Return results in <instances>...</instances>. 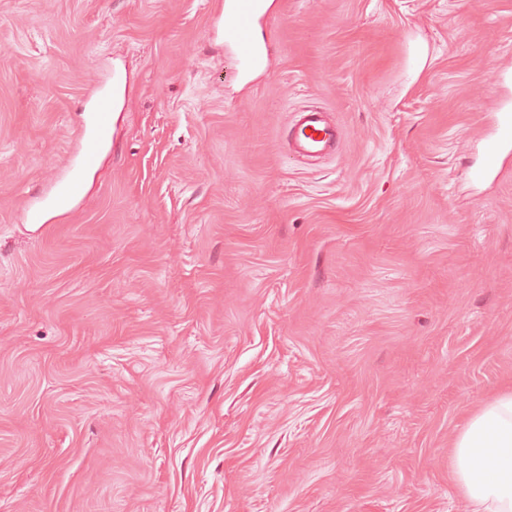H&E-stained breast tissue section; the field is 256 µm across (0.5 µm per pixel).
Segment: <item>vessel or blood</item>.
I'll list each match as a JSON object with an SVG mask.
<instances>
[{"label": "vessel or blood", "instance_id": "obj_1", "mask_svg": "<svg viewBox=\"0 0 512 512\" xmlns=\"http://www.w3.org/2000/svg\"><path fill=\"white\" fill-rule=\"evenodd\" d=\"M270 8L266 0H223L213 29L224 40V54L245 74L267 67L270 47L252 38L256 23L267 22ZM126 84L121 76H113L112 93L88 101L86 117L79 140L65 166L48 187L29 197L26 211L33 221L49 223L68 210L81 190L83 174L89 170L97 154L108 144L109 106H121ZM340 132L327 113L320 109L303 108L294 112L289 124V145L300 159L325 158L336 150ZM486 163L479 178L493 176L501 157L512 155V110L500 108L495 128L483 135Z\"/></svg>", "mask_w": 512, "mask_h": 512}]
</instances>
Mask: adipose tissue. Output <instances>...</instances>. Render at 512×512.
<instances>
[{"label": "adipose tissue", "mask_w": 512, "mask_h": 512, "mask_svg": "<svg viewBox=\"0 0 512 512\" xmlns=\"http://www.w3.org/2000/svg\"><path fill=\"white\" fill-rule=\"evenodd\" d=\"M460 495L472 512H512V389L482 405L452 446Z\"/></svg>", "instance_id": "1"}]
</instances>
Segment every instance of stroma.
I'll list each match as a JSON object with an SVG mask.
<instances>
[{"label": "stroma", "mask_w": 512, "mask_h": 512, "mask_svg": "<svg viewBox=\"0 0 512 512\" xmlns=\"http://www.w3.org/2000/svg\"><path fill=\"white\" fill-rule=\"evenodd\" d=\"M0 0V512H471L453 439L512 384V161L472 143L512 0ZM69 214L25 199L113 69ZM302 106L336 153L289 154ZM266 0H224L216 15L213 30L222 32L224 56L231 58L239 67L236 75L267 68L270 46L252 38L256 23L268 21L271 6Z\"/></svg>", "instance_id": "35a3bbf8"}]
</instances>
